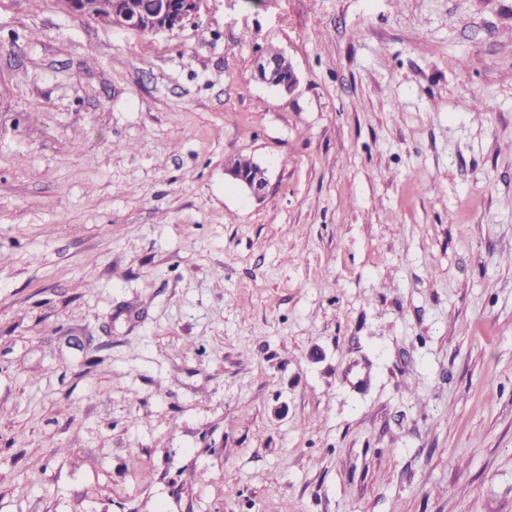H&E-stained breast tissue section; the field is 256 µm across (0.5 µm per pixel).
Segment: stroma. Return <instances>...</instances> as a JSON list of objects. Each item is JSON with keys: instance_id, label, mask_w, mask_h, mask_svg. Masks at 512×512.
<instances>
[{"instance_id": "obj_1", "label": "stroma", "mask_w": 512, "mask_h": 512, "mask_svg": "<svg viewBox=\"0 0 512 512\" xmlns=\"http://www.w3.org/2000/svg\"><path fill=\"white\" fill-rule=\"evenodd\" d=\"M0 512H512V0H0ZM70 13L87 18L104 28H127L162 32L181 29L198 17L207 0H61ZM135 6H134V5ZM155 6V8H154ZM151 12L150 14H140ZM177 23L173 25V23ZM182 23L181 27L177 25ZM276 50H269L267 55L278 56ZM263 56L257 64L258 79L268 85H276L279 89L291 92L296 84V74L286 57Z\"/></svg>"}]
</instances>
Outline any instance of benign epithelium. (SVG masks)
Segmentation results:
<instances>
[{
  "mask_svg": "<svg viewBox=\"0 0 512 512\" xmlns=\"http://www.w3.org/2000/svg\"><path fill=\"white\" fill-rule=\"evenodd\" d=\"M69 12L87 18L104 28H127L138 31L162 32L178 29L198 17L207 0H157L149 14L136 11L131 0H61ZM258 79L268 85H275L286 92L296 84V74L286 57L264 56L257 64ZM226 173L239 185L255 196L264 194L268 180L251 181L232 168Z\"/></svg>",
  "mask_w": 512,
  "mask_h": 512,
  "instance_id": "obj_1",
  "label": "benign epithelium"
}]
</instances>
